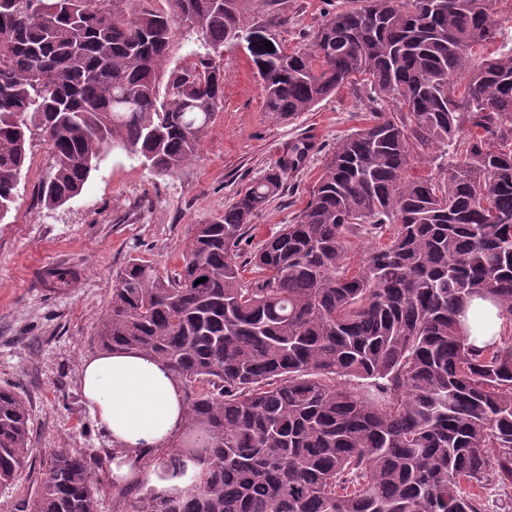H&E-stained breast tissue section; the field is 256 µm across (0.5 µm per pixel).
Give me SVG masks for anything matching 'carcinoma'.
I'll return each mask as SVG.
<instances>
[{"instance_id": "obj_1", "label": "carcinoma", "mask_w": 512, "mask_h": 512, "mask_svg": "<svg viewBox=\"0 0 512 512\" xmlns=\"http://www.w3.org/2000/svg\"><path fill=\"white\" fill-rule=\"evenodd\" d=\"M163 2L0 0L1 224L36 135L54 160L48 207L111 151L178 174L224 107L221 52L240 38L261 36L249 53L271 120L355 84L374 107L257 248L243 249L251 219L304 143L194 225L179 269L137 257L116 273L97 343L182 384L184 430L147 467L188 484L167 498L132 483L113 512H483L473 488L512 482V336L476 348L464 321L482 298L512 324V47L485 51L495 0H349L293 52L288 18L249 23V0ZM180 40L196 48L175 60ZM417 161L436 173L411 175ZM367 234L378 245L348 265ZM29 421L1 387L0 485L34 451ZM104 477L53 448L29 512H99Z\"/></svg>"}]
</instances>
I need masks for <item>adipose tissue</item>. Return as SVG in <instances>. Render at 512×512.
Returning a JSON list of instances; mask_svg holds the SVG:
<instances>
[{"instance_id":"obj_1","label":"adipose tissue","mask_w":512,"mask_h":512,"mask_svg":"<svg viewBox=\"0 0 512 512\" xmlns=\"http://www.w3.org/2000/svg\"><path fill=\"white\" fill-rule=\"evenodd\" d=\"M81 380L90 414L112 437L115 485L122 487L146 476L161 489L178 488V481L148 471L146 455L169 446L183 430L179 382L156 360L125 349L83 360Z\"/></svg>"}]
</instances>
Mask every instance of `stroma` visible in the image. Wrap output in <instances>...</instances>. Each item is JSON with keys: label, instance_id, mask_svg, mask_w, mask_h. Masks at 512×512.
<instances>
[{"label": "stroma", "instance_id": "35a3bbf8", "mask_svg": "<svg viewBox=\"0 0 512 512\" xmlns=\"http://www.w3.org/2000/svg\"><path fill=\"white\" fill-rule=\"evenodd\" d=\"M344 2L258 0L247 17L286 15L280 39L293 50ZM370 108L363 91L345 88L293 120L272 121L251 56L229 48L224 108L177 175H157L112 153L77 197L48 207L39 188L53 159L47 145L33 139L15 207L8 223H0V385L15 388L27 401L35 451L12 484L0 485V512H24L35 496L46 450L112 453L110 435L87 409L80 365L100 351L95 336L116 272L138 256L163 272L178 269L193 225L222 214L290 143L309 142L303 166L253 217L247 245L256 247L301 210L326 155Z\"/></svg>", "mask_w": 512, "mask_h": 512}]
</instances>
